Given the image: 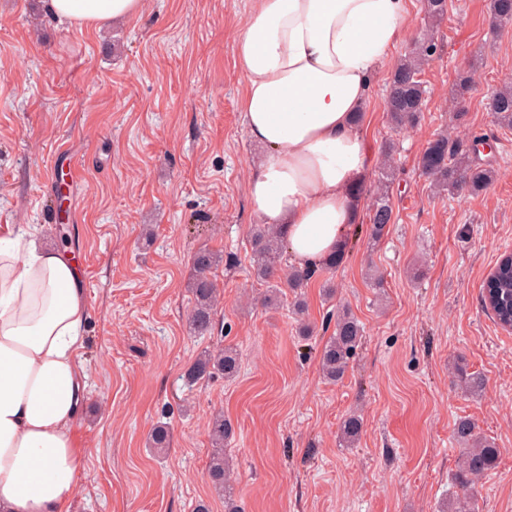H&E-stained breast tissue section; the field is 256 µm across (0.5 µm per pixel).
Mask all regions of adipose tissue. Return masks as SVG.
Segmentation results:
<instances>
[{
    "instance_id": "ef3b65f1",
    "label": "adipose tissue",
    "mask_w": 512,
    "mask_h": 512,
    "mask_svg": "<svg viewBox=\"0 0 512 512\" xmlns=\"http://www.w3.org/2000/svg\"><path fill=\"white\" fill-rule=\"evenodd\" d=\"M78 30L139 15L143 0H42ZM406 0H252L236 39L246 133L265 153L248 180L261 223L315 266L350 237V189L375 162L356 116L405 34ZM19 224L0 227V512H70L85 455L87 320L67 252Z\"/></svg>"
}]
</instances>
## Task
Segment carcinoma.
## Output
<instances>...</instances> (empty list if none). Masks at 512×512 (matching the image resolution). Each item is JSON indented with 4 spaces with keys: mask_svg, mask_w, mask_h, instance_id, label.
<instances>
[{
    "mask_svg": "<svg viewBox=\"0 0 512 512\" xmlns=\"http://www.w3.org/2000/svg\"><path fill=\"white\" fill-rule=\"evenodd\" d=\"M493 21L497 25L512 24V0H493ZM436 52L433 37L428 36L416 43L391 71L388 83L386 112L395 129L412 127L422 111L425 90L420 79L422 65ZM488 108L495 121L512 129V86L505 85L489 98ZM394 146L386 144L383 163L380 167V187L373 197L369 213V238L377 242L387 226L392 223L393 208L389 197V183L393 178L391 156ZM477 154L460 148V143L446 135L431 140L420 157L419 167L423 175L431 179L440 193L455 194L467 191L477 194L486 190L493 181V169L475 161ZM285 240L282 230L267 224H257L251 233L253 270L256 278L269 284V293L262 303L279 302L293 295L292 306L298 312L305 310L300 293L312 269H292L278 274V262L283 253ZM349 253L348 244H343L336 253L324 258L319 266L332 271L341 266ZM223 258L218 253L203 249L193 258L195 277L191 283L193 307L190 326L198 335H208L214 328V312L218 303L217 288L211 279V271L219 266ZM364 336V327L347 312L336 314L334 331L320 351V368L323 375L335 381L343 377ZM241 369V357L232 345H219L202 352L185 373V380L192 385L216 374L226 379L236 377ZM461 388L469 393H477L484 387V378L478 373H468L458 369ZM362 428V419L353 414L342 424V439L345 443L354 442ZM235 434L232 422L224 413L213 414L209 421V437L213 448L210 457L207 479L214 491L224 497L225 512H240L236 500L233 477L225 448ZM453 436L464 445L457 463L454 479L462 490V496L450 504L443 505L442 512H473L475 509V486L499 459V448L495 442L478 435L474 423L464 417L454 425ZM150 447L162 453L170 446L169 429L164 424L155 426L149 438Z\"/></svg>",
    "mask_w": 512,
    "mask_h": 512,
    "instance_id": "obj_1",
    "label": "carcinoma"
}]
</instances>
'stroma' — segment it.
I'll use <instances>...</instances> for the list:
<instances>
[{"instance_id": "obj_1", "label": "stroma", "mask_w": 512, "mask_h": 512, "mask_svg": "<svg viewBox=\"0 0 512 512\" xmlns=\"http://www.w3.org/2000/svg\"><path fill=\"white\" fill-rule=\"evenodd\" d=\"M250 5L144 0L138 18L81 32L46 18L39 0H0V225H37L44 247L78 258L85 290L86 451L71 512H193L200 500L224 512L205 478L216 410L236 428L226 452L244 512H437L459 492L461 417L500 450L478 512H512V331L483 304L487 274L512 251V129L487 108L512 84V26L493 24L491 0H448L434 25L424 0H408L406 35L359 122L374 154L395 144L393 222L308 280L304 337L290 305L249 304L266 291L251 269L247 190L262 149L245 132L235 55ZM429 30L438 52L421 72L419 122L397 133L384 110L391 66ZM462 68L474 84L460 97ZM441 132L492 141L487 190L433 193L418 162ZM73 166L76 217L61 227L45 208ZM202 247L224 264L212 275L216 326L200 337L188 316ZM343 308L365 338L333 382L318 354L327 315ZM218 343L238 346L239 376L186 387L184 372ZM459 365L484 377L481 394L461 393ZM353 411L362 430L349 447L340 426ZM160 423L171 432L163 454L148 446Z\"/></svg>"}]
</instances>
